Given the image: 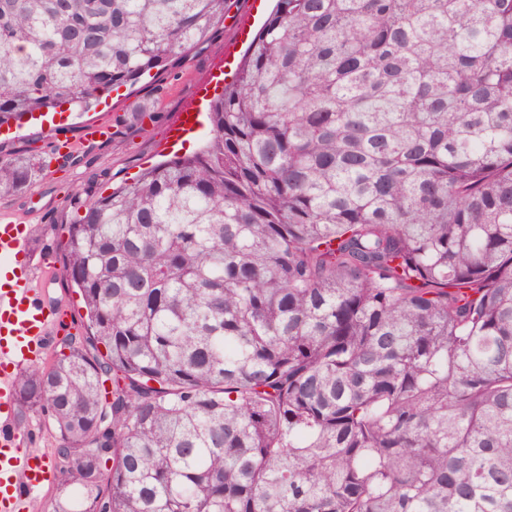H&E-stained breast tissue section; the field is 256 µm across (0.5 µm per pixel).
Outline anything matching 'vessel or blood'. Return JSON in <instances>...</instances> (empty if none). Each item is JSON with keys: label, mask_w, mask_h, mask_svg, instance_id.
I'll return each instance as SVG.
<instances>
[{"label": "vessel or blood", "mask_w": 512, "mask_h": 512, "mask_svg": "<svg viewBox=\"0 0 512 512\" xmlns=\"http://www.w3.org/2000/svg\"><path fill=\"white\" fill-rule=\"evenodd\" d=\"M25 235L19 225L0 224V412L13 405V375L45 349L57 315L41 303L31 271L14 265ZM48 478L41 458L25 451L10 421L0 422V512H19L27 494Z\"/></svg>", "instance_id": "vessel-or-blood-1"}]
</instances>
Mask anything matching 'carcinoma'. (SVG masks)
Here are the masks:
<instances>
[{
  "instance_id": "carcinoma-1",
  "label": "carcinoma",
  "mask_w": 512,
  "mask_h": 512,
  "mask_svg": "<svg viewBox=\"0 0 512 512\" xmlns=\"http://www.w3.org/2000/svg\"><path fill=\"white\" fill-rule=\"evenodd\" d=\"M225 5L0 0V128L167 72ZM207 118L70 195L86 335L14 378L59 512H512V0H277Z\"/></svg>"
}]
</instances>
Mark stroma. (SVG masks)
Listing matches in <instances>:
<instances>
[{
    "label": "stroma",
    "mask_w": 512,
    "mask_h": 512,
    "mask_svg": "<svg viewBox=\"0 0 512 512\" xmlns=\"http://www.w3.org/2000/svg\"><path fill=\"white\" fill-rule=\"evenodd\" d=\"M275 0H227L224 23L201 45L192 48L168 72L130 89L111 93L88 112H65L63 121L32 120L0 135V152L29 150L49 155L61 140L75 143L80 164L39 177L27 192L0 199V218L27 225L29 240L25 258L36 275L45 304L67 310L64 322L54 326L51 350H59L67 335H82L83 310L79 295L65 288L60 270L62 245L67 239L62 225L69 213L68 194L99 175L113 183L132 180L145 167L165 160L176 150H197L208 129L199 127L183 147L171 142V129L190 106H203L215 93V81L223 77L225 62H238L247 45V33L256 32L268 17ZM91 121L112 128L111 137L99 144L84 146L80 134Z\"/></svg>",
    "instance_id": "35a3bbf8"
}]
</instances>
